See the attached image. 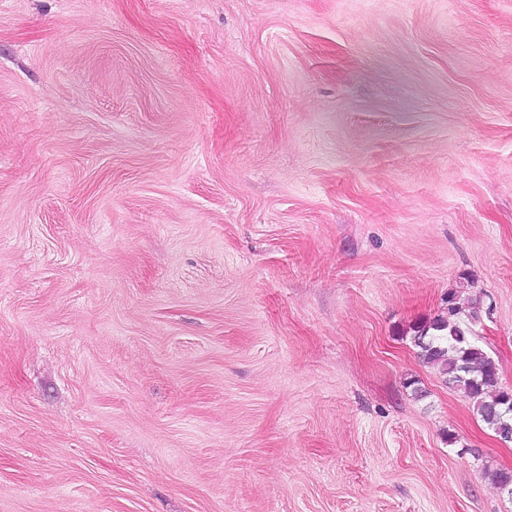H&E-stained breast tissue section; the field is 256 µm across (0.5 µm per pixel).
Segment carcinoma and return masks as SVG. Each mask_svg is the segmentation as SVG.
<instances>
[{
	"mask_svg": "<svg viewBox=\"0 0 512 512\" xmlns=\"http://www.w3.org/2000/svg\"><path fill=\"white\" fill-rule=\"evenodd\" d=\"M448 315L417 327L413 342L422 360L439 367L448 386L475 401L476 415L491 430L496 429L498 413L512 390L499 388V369L480 347L470 328L462 324L456 297L448 296Z\"/></svg>",
	"mask_w": 512,
	"mask_h": 512,
	"instance_id": "1",
	"label": "carcinoma"
}]
</instances>
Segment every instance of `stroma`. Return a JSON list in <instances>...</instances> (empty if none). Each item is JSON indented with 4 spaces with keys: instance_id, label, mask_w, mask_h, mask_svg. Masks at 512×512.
<instances>
[{
    "instance_id": "1",
    "label": "stroma",
    "mask_w": 512,
    "mask_h": 512,
    "mask_svg": "<svg viewBox=\"0 0 512 512\" xmlns=\"http://www.w3.org/2000/svg\"><path fill=\"white\" fill-rule=\"evenodd\" d=\"M452 293L512 390V0H0V512H512ZM448 315L418 326L412 337L422 360L439 367L448 386L475 401L476 415L495 434L498 413L506 401L512 403V390L500 389L499 369L480 347L470 328L460 321L463 307L455 294L448 296Z\"/></svg>"
}]
</instances>
